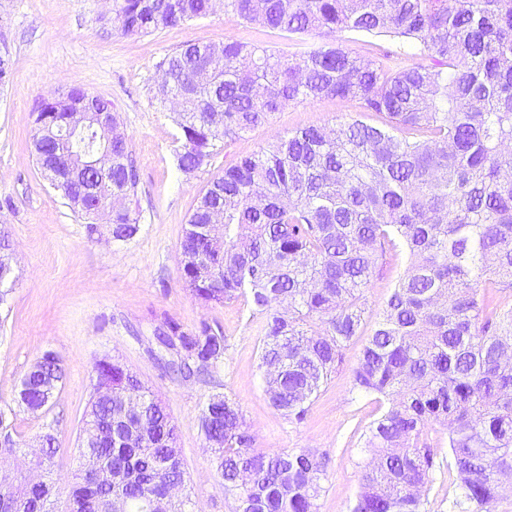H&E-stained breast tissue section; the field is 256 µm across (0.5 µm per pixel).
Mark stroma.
Returning <instances> with one entry per match:
<instances>
[{
  "label": "stroma",
  "instance_id": "1",
  "mask_svg": "<svg viewBox=\"0 0 512 512\" xmlns=\"http://www.w3.org/2000/svg\"><path fill=\"white\" fill-rule=\"evenodd\" d=\"M227 39L292 49L286 35L243 23L221 9L176 28L125 36L105 0H0V47L10 52L9 82L0 88V238L9 244L15 271L9 303L0 308V411L23 450L37 447L43 434H54L59 500L67 498L96 365L104 358L137 374L170 412L180 432L189 512H229L201 431L208 399L224 393L239 405L258 449L313 448L326 454L319 512H349L358 491L362 436L380 412L375 400L351 392L350 369L362 340L348 345L343 364L321 387L305 419L288 422L264 392L261 341L256 325L247 321V303L203 304L179 277L185 224L215 175L293 129H330L356 110L339 99L287 104L267 123L228 142L206 167L181 173L174 143L177 118L153 99L158 64L184 43ZM72 87L112 101L139 171L140 231L121 247L87 238L82 218L47 184L31 152L38 103ZM386 262L384 274L365 292L368 330L405 259L390 256ZM167 317L186 329L205 321L223 331L224 364L211 375L189 379L165 372L153 331ZM48 350L61 357L66 376L49 405L31 413L17 405L15 390ZM429 435L437 467L424 510L460 512L448 431L434 425Z\"/></svg>",
  "mask_w": 512,
  "mask_h": 512
}]
</instances>
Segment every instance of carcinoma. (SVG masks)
Masks as SVG:
<instances>
[{"instance_id":"carcinoma-1","label":"carcinoma","mask_w":512,"mask_h":512,"mask_svg":"<svg viewBox=\"0 0 512 512\" xmlns=\"http://www.w3.org/2000/svg\"><path fill=\"white\" fill-rule=\"evenodd\" d=\"M246 24L297 37L288 55L238 40L186 43L160 64L154 98L178 94V170L210 164L224 144L290 102L352 101L357 116L327 131L297 128L213 177L189 215L180 278L204 303L241 297L263 336L259 369L271 405L305 419L321 386L361 335L369 287L388 251L410 262L392 288L350 370L352 390L382 412L364 435L360 490L350 512H422L436 452L428 429L448 430L456 505L491 512L512 484V0H224ZM126 36L174 28L213 12V0H112ZM390 41L370 58L341 34ZM308 35L325 39L305 41ZM74 112L112 102L72 87L38 106L36 163L69 208L112 225L121 245L140 231L131 206L139 177L127 137L100 140L97 124L75 135ZM223 217V241L203 225ZM185 377L217 369L227 351L206 322L170 318L154 330ZM98 383L79 437L108 475L79 470L69 512H186L166 497L185 483L179 435L159 399L117 362L96 366ZM46 351L21 381L17 403L34 413L63 379ZM232 512H318L325 460L311 449L266 454L232 398H209L201 419ZM37 466L54 472V435ZM52 479L28 483L0 471V512H56Z\"/></svg>"}]
</instances>
